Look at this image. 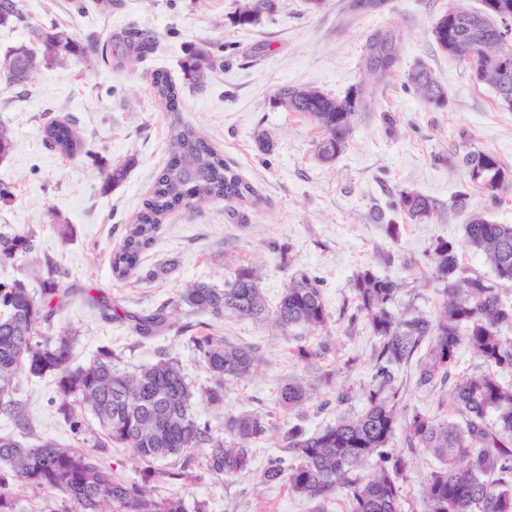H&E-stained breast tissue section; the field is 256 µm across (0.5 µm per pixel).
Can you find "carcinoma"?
<instances>
[{
  "mask_svg": "<svg viewBox=\"0 0 512 512\" xmlns=\"http://www.w3.org/2000/svg\"><path fill=\"white\" fill-rule=\"evenodd\" d=\"M471 11L451 8L435 22V43L458 61H471L479 71L488 55L508 58L505 72L489 74L484 83L494 90L506 85L512 92V42L481 47L482 38L496 25L508 27L492 9L495 0ZM276 8V0H245L234 22L256 25ZM38 46L20 45L32 73L49 65H62L72 55L88 64L105 61L97 41H81L58 27H29ZM128 62H137L153 46L151 36L129 33ZM396 62L393 41L378 38L369 44L365 61L367 80L381 82ZM213 65L206 47L189 55L184 69L198 80ZM415 91L429 105L445 106L443 87L424 66L409 74ZM0 82L24 87L9 63L0 65ZM154 96L172 114L168 127V161L154 179L142 209L131 224L120 249L110 255L112 274L124 279L136 271L143 253L157 238L165 215L189 204L218 200H260L256 188L243 179L218 151L177 115L181 90L168 73L152 75ZM280 104L290 112L309 117L322 131L316 145L318 158L336 159L346 148L357 113L366 110L363 88L333 97L307 87L279 91ZM47 142L60 155L71 158L85 151L84 141L64 123L44 126ZM470 180L495 200L512 188V168L489 151L472 149L462 158ZM398 207L407 218L425 221L436 202L419 192L404 191ZM467 244L480 252L494 279L462 277L456 246L437 239L429 247L431 278L439 285L435 313L396 311L404 284L370 269L357 272L350 283L358 313L377 338L372 353L371 382L364 389L366 406L345 413L336 423L310 433L291 421L313 396L303 378L286 379L278 387L277 405L283 418L279 453L271 456L258 474L261 485L277 484L327 512L336 491H346L345 512H401L404 481L411 456L423 452L436 464L422 485L425 512H512V385L501 374L512 373V303L499 286L512 284V225L496 224L470 215L465 222ZM34 235H0V266L34 252ZM46 288L32 293L21 279L0 282V413L17 420L22 411L8 400L13 380L21 372L54 376L62 398L60 413L69 428L79 433L83 423L71 407L75 401L88 408L104 435L115 445L131 448L143 465V481H131L103 462L97 448L63 447L52 442L23 444L0 437V512H14L13 488L49 490L66 498L75 512H188L179 489L205 477L218 480L247 478L254 474L255 445L272 429L269 416L250 411L224 414V430L192 410L196 392L213 408L224 407V390L233 381L254 374L260 363L256 348L221 336H193L208 375L207 384L195 389L174 359H163L130 372L121 356L106 352L86 365L72 363L77 333L65 329L55 337L36 340L48 321L53 303H61L58 271L43 261ZM180 303L216 318L235 316L271 320L282 332L304 328L320 337L316 347L296 345L288 355L315 364L335 351L330 334L331 316L320 280L308 273L292 279L277 306L270 310L259 288L258 272L239 269L219 288L195 284L180 295ZM141 337L158 335L171 327L166 308L140 316L130 315ZM466 348L483 370L456 378L449 414L432 416L414 411L407 416L403 443L408 452H391L400 428L402 383L397 371L415 366L416 385L434 390L448 381L460 348ZM374 462L364 476L361 469Z\"/></svg>",
  "mask_w": 512,
  "mask_h": 512,
  "instance_id": "carcinoma-1",
  "label": "carcinoma"
}]
</instances>
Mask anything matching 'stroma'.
<instances>
[{
  "label": "stroma",
  "mask_w": 512,
  "mask_h": 512,
  "mask_svg": "<svg viewBox=\"0 0 512 512\" xmlns=\"http://www.w3.org/2000/svg\"><path fill=\"white\" fill-rule=\"evenodd\" d=\"M78 1L22 0L27 27L0 26V62L28 40L31 25L65 28L107 48L106 62L97 67L72 56L65 66L42 68L25 89L0 85V126L13 138L11 152L0 158V185L13 192L9 201H0V232L35 234L34 252L0 267V281L22 278L40 292L44 275L36 264L46 258L54 262L69 297L41 330L77 332L74 364H88L107 350L120 353L124 368L132 371L167 355L178 359L189 381L204 385L199 354L177 331L189 324L195 332L249 344L262 354L251 377L228 385L225 411L277 415L278 386L292 377L317 386L302 410L308 431L335 423L338 387L352 388V408L362 410L376 339L366 322L349 323L353 275L368 267L403 280L413 308L432 312L439 295L437 283L426 278V251L436 239L457 245L468 274L492 275L484 257L465 243L464 218L452 210L454 197L467 195L470 211L512 224V191L490 200L471 184L461 161L475 147L512 166V111L500 107L471 65L448 56L431 34L448 8L477 10L481 0H369L363 11L353 9L354 0H325L317 10L308 0H278L277 10L254 26L234 23L238 0H82L83 10ZM132 30L148 33L156 47L128 64L123 39ZM384 35L395 40L394 70L370 111L358 114L342 154L323 163L315 151L320 130L280 106L277 91L288 85L344 96L363 77L368 44ZM205 43L217 46L218 64L199 85L183 64ZM419 65L444 87L446 107L430 106L415 93L408 75ZM158 70L168 71L182 90L183 121L257 187L261 200L216 201L172 213L141 260L142 271H152V278L135 273L117 280L109 256L120 247L127 224L167 160L170 117L150 88ZM53 121L68 122L86 141L88 153L66 158L46 144L42 128ZM124 162L130 165L125 180L106 186L107 172ZM410 190L435 200L432 219L415 224L397 208L400 193ZM378 211L386 224L373 222ZM251 266L260 272L270 308L299 273L321 279L337 350L317 369L288 357L289 347L316 344L307 330L284 334L268 322L218 319L177 307L186 286L204 282L220 288L238 268ZM101 297L137 315L169 307L177 326L157 336H137L130 322L104 314L97 303ZM400 377L407 410L441 413L448 387L419 388L409 368ZM11 398L27 424L18 426L0 414V436L28 444L98 447L121 475L138 478L141 466L133 450L108 443L90 411L82 413L81 433L70 430L59 412L53 377L20 373ZM259 498L271 512L313 509L282 487H261L252 479H207L185 495L189 502L205 500L208 512H255Z\"/></svg>",
  "instance_id": "1"
}]
</instances>
